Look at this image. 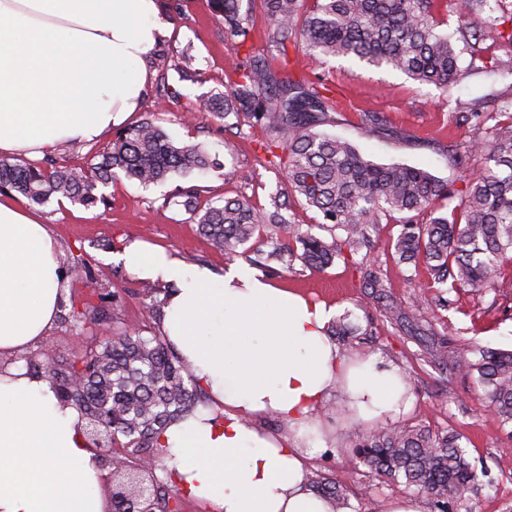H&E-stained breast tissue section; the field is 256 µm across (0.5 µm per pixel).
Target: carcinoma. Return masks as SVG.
Here are the masks:
<instances>
[{"mask_svg":"<svg viewBox=\"0 0 512 512\" xmlns=\"http://www.w3.org/2000/svg\"><path fill=\"white\" fill-rule=\"evenodd\" d=\"M224 17V33L237 51L246 47L252 27L241 13V0H211ZM264 0L271 25L273 53L248 52L236 67L237 79L222 94L203 104L224 128L244 133V127L267 131L263 150L274 158L293 193L322 217L316 227L330 238L285 224L274 213L257 208L245 197L220 204L200 203L198 189L179 191L183 206L192 212L199 233L230 259L244 258L259 267L272 263L286 269L298 259L310 269L333 263L342 249L357 254L371 247L369 229L386 216L398 215L401 230L393 244L397 263L424 264L438 288V303L451 307L449 295L460 288L489 290L512 262V91L489 102L482 98L458 102L452 124L465 136L452 139L446 157L464 184L460 193L448 188L427 170L406 164H379L366 159L350 142L319 127L333 121L335 103L325 95L321 81L296 79L272 65L274 56H286L293 44L314 59L351 57L373 67L400 71L420 84L431 85L450 98L469 75L457 64V45L475 57L486 40L504 36L512 41V14L497 15L500 0H456V26L448 33L439 18L448 0ZM154 68L177 71L180 78L196 77L188 55L177 56L165 47L149 55ZM368 130L390 129L384 112L360 113ZM85 168L43 166L0 159V191L15 192L29 203L44 205L51 198L68 199L84 206L107 204L101 189L120 179L143 186L158 185L178 175L205 173L216 162L199 143H175L146 117L117 134ZM264 232L260 244L251 240ZM300 244L294 251L290 241ZM66 276L94 282L91 256L60 257ZM362 287L381 304V315L399 327L410 325L418 334L433 337L429 357L448 361L454 370L475 379L482 399L500 424L512 428V350L472 346L461 351L421 317L420 300L398 302L389 292L377 260L363 258ZM168 294L156 285L144 288L149 309L161 315ZM100 304L70 308L64 322L75 330L89 323H105L107 300L118 303V292L98 293ZM358 327L348 315L329 327L332 336H352ZM27 373L51 384L57 397L75 410L95 459L124 450L131 467V489L110 498L111 512L141 509L136 487L137 467L152 461L153 512H172L170 501L179 497L175 486L157 475L168 471L166 452L159 439L175 421L194 412L198 381L181 357L171 350L162 332L122 328L78 359L23 355ZM455 432L432 431L421 425L379 429L353 449L354 457L383 483H394L426 494L439 512L477 479V472ZM316 493L336 504V512L351 508L335 482L311 480Z\"/></svg>","mask_w":512,"mask_h":512,"instance_id":"1","label":"carcinoma"}]
</instances>
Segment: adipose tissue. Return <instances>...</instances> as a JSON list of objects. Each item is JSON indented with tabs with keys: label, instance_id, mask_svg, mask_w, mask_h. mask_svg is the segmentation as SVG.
<instances>
[{
	"label": "adipose tissue",
	"instance_id": "ef3b65f1",
	"mask_svg": "<svg viewBox=\"0 0 512 512\" xmlns=\"http://www.w3.org/2000/svg\"><path fill=\"white\" fill-rule=\"evenodd\" d=\"M164 32L156 0H0V153L33 158L120 125ZM59 254L40 220L0 201V357L45 337L62 297ZM123 259L140 279L174 283L161 327L213 400L163 434L180 491L212 512H335L309 484L306 462L326 447L317 411L337 392L365 423L398 412V368L353 362L326 334L335 309L247 265L218 280L137 242ZM269 414L285 433L258 426ZM107 476L48 381L0 371V512H107Z\"/></svg>",
	"mask_w": 512,
	"mask_h": 512
}]
</instances>
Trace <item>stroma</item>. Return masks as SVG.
Masks as SVG:
<instances>
[{"label": "stroma", "instance_id": "stroma-1", "mask_svg": "<svg viewBox=\"0 0 512 512\" xmlns=\"http://www.w3.org/2000/svg\"><path fill=\"white\" fill-rule=\"evenodd\" d=\"M158 4L167 27L161 44L173 53H188L198 77L183 81L176 73L163 77L158 70H150L141 107L127 117L126 123L134 125L144 114H152L174 141L207 147L216 155L219 168L184 178L176 176L148 188L118 180L106 188L109 203L105 206L87 208L57 199L32 206L21 196L11 198L12 203L30 209L42 220L62 253L80 250L93 257L98 281L119 292V303L112 313L117 327L158 326L157 318L143 302L141 280L122 259L130 244L139 242L166 251L185 266H205L219 275L230 265L223 252L198 234L190 212L177 195L179 186L198 185L201 199L216 203L227 197L246 196L259 208L279 212L294 224L318 221L315 211L289 191L279 169L269 163L262 148L264 129L255 126L244 136H236L225 131L202 105L204 98L225 92L235 77L239 56L224 37L223 16L211 8L209 0H158ZM511 57L512 42L505 39L485 41L477 61L469 53H462L459 67L473 63L478 71L461 84L459 96L491 100L503 93L507 82L492 71L491 65ZM286 71L296 78H322L328 97L335 103V121L326 125L327 133L349 140L370 160L414 165L449 187L460 188L457 173L443 151L453 131L448 120L452 107L439 90L420 85L399 71L369 67L349 58L317 61L294 46L288 49ZM366 111L386 113L392 136L366 131L359 119ZM114 136L109 130L90 143L61 142L44 150L36 161L46 166L64 160L85 167ZM399 231V224L388 216L370 231L371 254L390 282L394 299H421L425 318L446 332L458 348L473 341L490 348L512 349V271L503 270L492 291H457L453 309H444L435 299L436 290L427 270H419L413 283H406L403 266L391 256ZM361 260V255L345 252L324 270H310L297 263L290 271L269 273L268 278L274 285L298 291L312 302L334 307L337 314L351 313L361 331L351 339L348 354L379 356L407 377L410 404L385 418L384 426L421 423L434 430L461 434L479 479L454 512H512V431L504 429L479 399L473 378L448 372L425 356L427 337L406 335L380 315L377 301L360 286L356 267ZM329 405V411L316 417L328 448L309 458L312 475L335 480L350 504L361 512H385L391 501L408 497V490L380 483L348 453L366 432L372 431V424L340 418L336 413L341 406L339 400H330Z\"/></svg>", "mask_w": 512, "mask_h": 512}]
</instances>
